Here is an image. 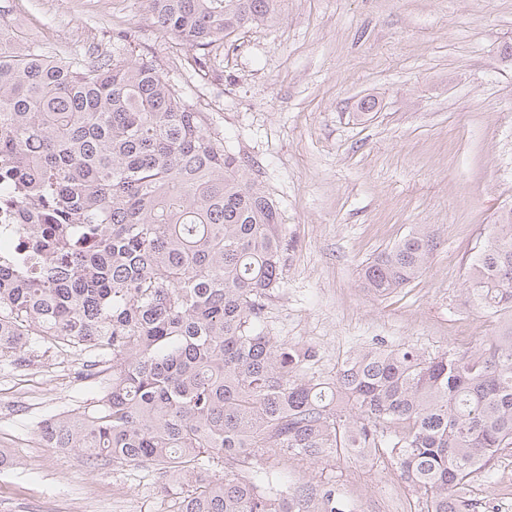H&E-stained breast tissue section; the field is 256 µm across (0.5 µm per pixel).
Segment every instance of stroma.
<instances>
[{
  "label": "stroma",
  "mask_w": 512,
  "mask_h": 512,
  "mask_svg": "<svg viewBox=\"0 0 512 512\" xmlns=\"http://www.w3.org/2000/svg\"><path fill=\"white\" fill-rule=\"evenodd\" d=\"M0 13L49 53L77 59L96 47L152 62L249 161L295 242L265 325L315 346L322 375L375 345L462 354L507 327L473 302L466 279L512 207V0H287L274 25L206 48L199 69L142 0H0ZM366 100L374 115L362 119ZM418 224L437 244L426 271L369 293L362 268ZM79 371L53 350L0 366V448L18 460L0 469V512H171L151 469L40 441L41 421L98 394L100 378ZM279 470L291 487L335 480L354 512L392 501L420 512L387 459L284 460ZM469 489L472 512H512V447Z\"/></svg>",
  "instance_id": "stroma-1"
}]
</instances>
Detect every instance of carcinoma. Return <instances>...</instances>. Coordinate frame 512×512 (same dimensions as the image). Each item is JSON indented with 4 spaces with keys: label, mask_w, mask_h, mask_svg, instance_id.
Listing matches in <instances>:
<instances>
[{
    "label": "carcinoma",
    "mask_w": 512,
    "mask_h": 512,
    "mask_svg": "<svg viewBox=\"0 0 512 512\" xmlns=\"http://www.w3.org/2000/svg\"><path fill=\"white\" fill-rule=\"evenodd\" d=\"M144 2L189 50L271 24L285 4ZM247 170L151 62L48 55L0 20V206L23 234L0 250V362L45 346L108 374L40 440L153 468L173 512H351L334 483L292 490L275 469L329 455L386 456L421 512H471L470 476L512 447V326L464 354L370 349L319 374L317 348L266 329L291 244ZM435 247L417 226L366 265L363 287L407 286ZM469 292L512 318V208Z\"/></svg>",
    "instance_id": "carcinoma-1"
}]
</instances>
